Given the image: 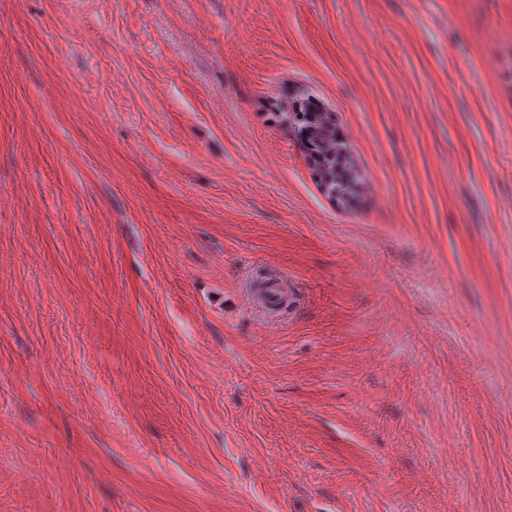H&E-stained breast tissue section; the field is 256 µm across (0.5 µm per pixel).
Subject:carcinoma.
I'll return each instance as SVG.
<instances>
[{
    "mask_svg": "<svg viewBox=\"0 0 512 512\" xmlns=\"http://www.w3.org/2000/svg\"><path fill=\"white\" fill-rule=\"evenodd\" d=\"M289 119L319 184L329 197L348 205L359 174L349 162L346 145L331 114L323 110L316 97L303 93L294 99Z\"/></svg>",
    "mask_w": 512,
    "mask_h": 512,
    "instance_id": "obj_1",
    "label": "carcinoma"
}]
</instances>
